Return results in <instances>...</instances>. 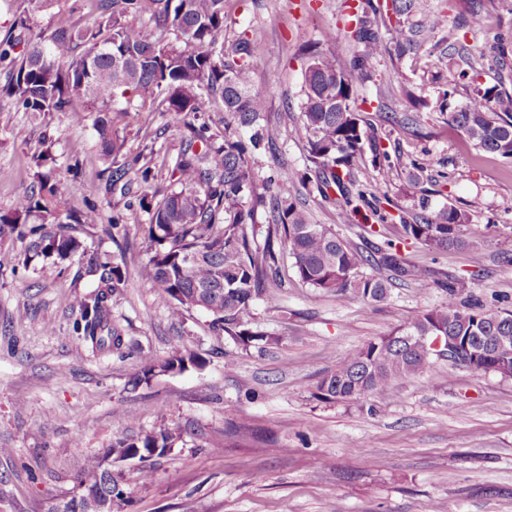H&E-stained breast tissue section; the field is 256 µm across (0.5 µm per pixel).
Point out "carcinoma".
Wrapping results in <instances>:
<instances>
[{"label":"carcinoma","instance_id":"cac0c4a2","mask_svg":"<svg viewBox=\"0 0 512 512\" xmlns=\"http://www.w3.org/2000/svg\"><path fill=\"white\" fill-rule=\"evenodd\" d=\"M225 0H99V14L89 26L55 30L27 29L24 36L0 43V59L21 47V62L3 87L17 109L31 114L67 112L75 98L88 108L73 113L78 124L91 122L101 155L115 165L112 189L130 190L131 179L145 183L153 177L148 166L129 157L120 135L132 99L139 105H159L182 119L195 120L220 108L224 112V139L218 143L202 123L191 129L186 149L170 172L172 188L158 200L143 196L140 207L151 215L149 257L142 278L159 290L169 316L179 319L193 309L206 312L217 329L244 350L276 349L281 338L255 326L257 298L274 305L280 299L279 261L283 253L294 260L298 278L312 288L332 293L344 302L356 299L381 302L388 285L407 284L429 275L399 254L391 240L363 250L352 246L331 228L309 223L296 202L276 191L277 186L315 182L324 196L337 188L345 207L365 200L352 196L354 169L364 156L366 132L357 107L354 76L368 77L385 54L401 61L418 48L416 32L432 34L445 25L441 13L426 14L416 28L406 19L419 10V0H392L399 17L389 26L388 39L379 33L386 22L372 0L359 4L348 16L344 31L353 46L347 62L311 44L302 49L300 134L305 138L311 167L302 172L285 162L277 178L257 181L254 155L272 148L277 133L266 124L268 92L255 88L254 60L260 44L240 37L224 42ZM83 51H78V48ZM451 126L477 148L512 159V94L487 86L448 113ZM202 148L194 150V143ZM36 188L19 198L8 213H0V238H33L32 247L61 260L79 256L97 280L94 290L73 301L78 312L80 339L94 352L119 356L128 347L122 331L112 324V297L125 283L122 264L88 251L68 234L70 224H97L95 207H62L61 180L49 151L32 157ZM268 214L263 242H257V209ZM403 238L433 251L457 240L464 215L453 206L435 215H399ZM375 266L388 272L385 279L367 276ZM448 293V305L407 317L390 334L366 344L343 359L318 383L316 397L337 402L385 395L396 379L416 377L433 363L430 344L438 334H463L477 347L490 349L488 366H512V311L487 312L462 302L465 281L446 274L435 279ZM144 363L132 379V388L159 373L182 372L199 365L194 353L177 350L158 361L143 355ZM180 429L163 424L138 435L123 436L111 448L140 453L144 465L139 479L152 482L149 461L154 448H172ZM77 484L96 489L119 509L127 500L123 477L110 475L100 463L90 464Z\"/></svg>","mask_w":512,"mask_h":512}]
</instances>
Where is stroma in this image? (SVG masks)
<instances>
[{"label": "stroma", "mask_w": 512, "mask_h": 512, "mask_svg": "<svg viewBox=\"0 0 512 512\" xmlns=\"http://www.w3.org/2000/svg\"><path fill=\"white\" fill-rule=\"evenodd\" d=\"M358 0H226L225 41L259 40L256 83L270 88L267 117L278 131L275 152L255 156L258 180L274 163L309 165L298 133L303 45L317 44L338 59L351 49L325 33L344 28L348 5ZM444 12L448 26L415 57L380 60L370 78L355 79L367 98L363 117L370 140L391 156L388 200L351 210L325 199L313 184L280 187L310 221L363 245L368 225H382L396 241L395 216L454 206L465 214L463 245L435 252L406 247L416 265L469 279L465 298L483 310L512 309V160L476 149L447 122L475 88L512 92V0H483V27L463 26L468 0H424ZM98 0H55L40 11L29 0L0 8V40L21 25L56 29L91 23ZM454 71H447V60ZM453 88L448 100L443 89ZM424 100L413 110L411 98ZM397 115L415 114L408 131L385 121L375 102ZM126 148L151 166L149 182L129 194L109 192L110 175L91 126L69 113L16 111L0 91V212L13 209L32 186V157L43 138L59 165L78 157L66 175L65 197L95 205L97 224L71 232L87 249L122 254L124 288L112 299V318L137 352L125 358L94 353L76 331V296L93 280L78 261L35 255L27 241L0 239V512H47L69 495L75 476L115 438L180 425L182 442L153 459L154 479L138 480V462L119 464L126 489L123 512H512V378L456 368L441 361L426 373L394 381L389 394L329 403L318 381L347 356L387 335L405 316L447 305V295L426 278L393 285L383 302H341L301 282L291 260L277 307L254 304L255 320L282 337L281 348L243 350L215 331L208 314L194 310L172 321L159 296L139 276L146 261L149 214L142 196H162L170 163L190 135L186 124L157 108L129 113ZM127 226L126 248L108 234L113 219ZM165 359L194 352L201 364L160 373L133 389L139 349ZM234 360L225 370V360ZM136 412V422L125 421Z\"/></svg>", "instance_id": "obj_1"}]
</instances>
